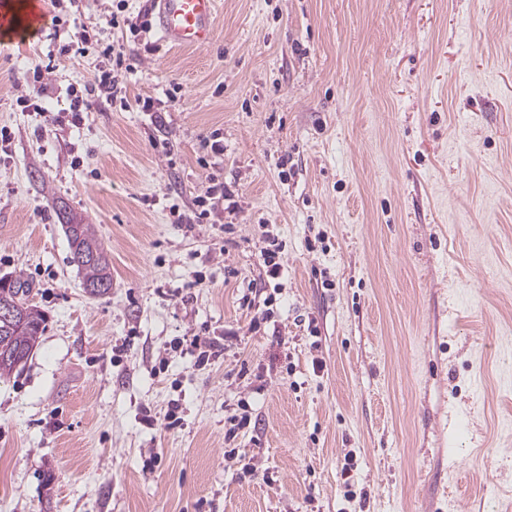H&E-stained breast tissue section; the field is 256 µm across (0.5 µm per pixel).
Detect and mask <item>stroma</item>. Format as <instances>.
I'll return each instance as SVG.
<instances>
[{"label":"stroma","mask_w":512,"mask_h":512,"mask_svg":"<svg viewBox=\"0 0 512 512\" xmlns=\"http://www.w3.org/2000/svg\"><path fill=\"white\" fill-rule=\"evenodd\" d=\"M44 9L0 43V278L46 315L0 378V512H512V0H218L203 48L121 27L80 56L59 22L112 0ZM108 42L124 104L17 106L52 59L69 108ZM213 175L235 205L185 231ZM71 216L110 294L70 263ZM231 329L206 367L167 355ZM66 224V233L70 249V263L83 274V284H93L106 280L109 288L100 295H107L112 288V275L109 262L95 231L90 224L70 221ZM275 241L272 240L268 243V247H265L260 251V257L262 260V267L267 279L276 280L279 279L283 264L280 262L279 249H277Z\"/></svg>","instance_id":"35a3bbf8"}]
</instances>
